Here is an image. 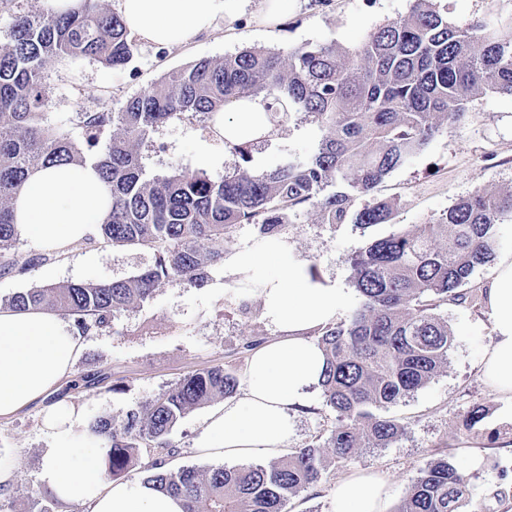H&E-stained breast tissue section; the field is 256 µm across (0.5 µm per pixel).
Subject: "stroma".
I'll return each instance as SVG.
<instances>
[{
  "label": "stroma",
  "instance_id": "35a3bbf8",
  "mask_svg": "<svg viewBox=\"0 0 512 512\" xmlns=\"http://www.w3.org/2000/svg\"><path fill=\"white\" fill-rule=\"evenodd\" d=\"M261 0H241L233 21L195 37L180 47L138 42L132 61L114 69L91 58L50 59L49 101L46 124L80 139V113L119 112L127 101L159 81L166 73L204 58L221 59L245 48L278 50L306 43L358 44L379 25L405 16L413 0H290L288 14L275 28L259 26ZM447 10L448 20L465 24L472 19L512 14V0H436ZM206 123L171 122L153 134L140 149L149 174L164 176L174 170L203 171L222 177L236 163L224 145L212 143ZM321 137L319 128L303 114L291 113L274 127L272 136L255 144L249 172L272 169L288 159L310 156ZM512 189V96L486 93L467 105L463 121L445 127L409 163L390 173L373 191L392 202L390 223L370 227L358 224L332 226L321 223L315 208L301 211L284 234L294 249L310 263L316 276L341 282L349 308L361 298L351 278L348 259L392 228L428 224L447 211L456 199L475 189ZM12 255L27 264L22 274L0 275V299L32 288L66 283H101L126 279L153 265L152 250L120 247L92 240L56 256L30 234L20 236ZM43 261L32 264L31 259ZM233 276L224 266L210 270L205 287L179 281L157 285L152 299L129 308L105 331L86 336L73 380L99 373L96 388L69 390L68 400L81 407L87 419L121 415L149 402L184 376L215 365L244 379L252 346L274 339L276 330L261 314L257 293L233 288ZM454 341L448 364L411 397L381 409V416L401 427L399 437L385 448H363L350 460L330 464L319 483L288 499L285 512H330L332 494L346 475L381 470L390 477V503L398 505L426 464L448 456L464 475L473 505H489L495 512H512V402L492 395L481 373L482 357L494 330L485 301L451 302L437 309ZM487 415L469 428L465 415L474 405ZM212 401L189 412L174 428L176 447L169 467L184 465L201 470L224 465L242 466L239 458L207 457L198 449L204 419L219 408ZM42 406L34 403L8 419H0V460L13 466L14 503L8 512H28L33 501L46 498L38 471L52 439L42 428ZM336 425V414L314 391L312 403L301 409L296 431L288 443L296 450L325 441Z\"/></svg>",
  "mask_w": 512,
  "mask_h": 512
}]
</instances>
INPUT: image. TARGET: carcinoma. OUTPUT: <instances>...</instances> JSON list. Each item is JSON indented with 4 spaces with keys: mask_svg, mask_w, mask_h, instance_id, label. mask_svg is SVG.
<instances>
[{
    "mask_svg": "<svg viewBox=\"0 0 512 512\" xmlns=\"http://www.w3.org/2000/svg\"><path fill=\"white\" fill-rule=\"evenodd\" d=\"M79 2L50 18L15 16L9 42L0 47V275L25 271L10 257L19 240L13 197L32 169L55 163L93 164L112 195L100 237L115 246L149 247L155 261L124 280L30 288L0 304L50 309L73 319L85 336L150 300L163 280L204 287L208 268L224 259L240 224L252 225L262 241L307 206L323 224L388 223L392 203L366 200L382 179L444 124L461 121L473 97L512 95V18L458 26L430 0H414L406 16L351 48L334 42L249 48L171 71L121 112L80 113L83 140L74 141L40 123L50 93L47 61L81 56L116 68L136 49L120 15L100 10L97 0ZM246 98L261 99L277 125L290 112L308 117L322 132L317 152L253 175L245 164L255 141L247 140L228 146L240 164L220 180L203 171L146 173L138 147L158 127L207 119ZM506 217L512 218V190L478 188L436 222L399 227L350 258L362 302L348 320L318 331L326 356L322 393L337 420L324 444L267 465L205 473L193 466L169 470L157 456L143 467V481L181 497L184 512H284L289 497L315 485L329 463L348 461L361 448L387 447L400 426L372 409L411 396L447 364L453 336L435 309L477 299L468 285L494 254V227ZM237 387L233 373L212 367L121 416L96 418L90 430L104 438L106 476L126 477L144 446L174 454L170 435L179 421ZM466 506L465 478L440 458L421 470L395 512Z\"/></svg>",
    "mask_w": 512,
    "mask_h": 512,
    "instance_id": "carcinoma-1",
    "label": "carcinoma"
}]
</instances>
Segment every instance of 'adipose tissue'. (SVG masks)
<instances>
[{
	"label": "adipose tissue",
	"instance_id": "ef3b65f1",
	"mask_svg": "<svg viewBox=\"0 0 512 512\" xmlns=\"http://www.w3.org/2000/svg\"><path fill=\"white\" fill-rule=\"evenodd\" d=\"M128 31L141 40L176 46L231 19L234 0H119ZM272 125L261 99L235 102L216 113L208 135L216 142H243L268 136ZM14 219L44 245L65 250L95 234L109 213L108 192L93 166L61 165L34 170L12 201ZM280 272L258 290L262 315L278 333L248 360L241 396L226 400L210 416L198 442L202 450L228 458L279 455L294 434L300 407L320 385L326 359L314 338L336 323L348 297L327 278L313 277L284 236L256 249L235 251L225 265L243 277L260 261ZM486 289L494 339L482 375L495 394L512 398V255L501 256ZM83 336L72 320L45 309H0V418L44 401L42 424L56 446L45 455L41 486L59 502L83 512H184L180 499L139 479L104 480L102 438L92 435L81 409L53 400L78 359ZM389 479L381 471L343 478L332 497V512H388Z\"/></svg>",
	"mask_w": 512,
	"mask_h": 512
}]
</instances>
